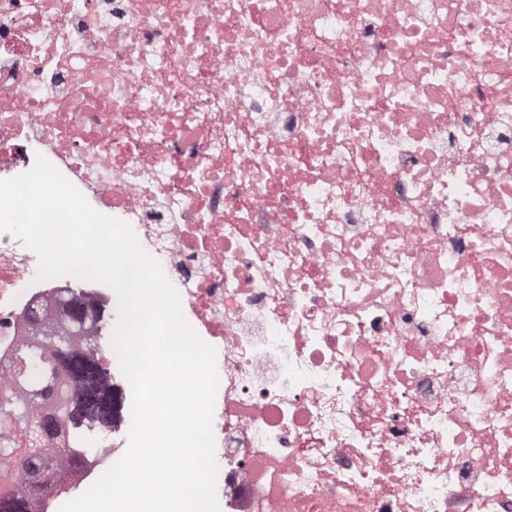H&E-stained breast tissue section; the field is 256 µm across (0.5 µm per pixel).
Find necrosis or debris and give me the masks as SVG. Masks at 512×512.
Returning a JSON list of instances; mask_svg holds the SVG:
<instances>
[{
    "label": "necrosis or debris",
    "mask_w": 512,
    "mask_h": 512,
    "mask_svg": "<svg viewBox=\"0 0 512 512\" xmlns=\"http://www.w3.org/2000/svg\"><path fill=\"white\" fill-rule=\"evenodd\" d=\"M127 222L217 353L222 512H512V0H0V179ZM0 233V387L108 286ZM58 485L117 462L131 422Z\"/></svg>",
    "instance_id": "1"
}]
</instances>
